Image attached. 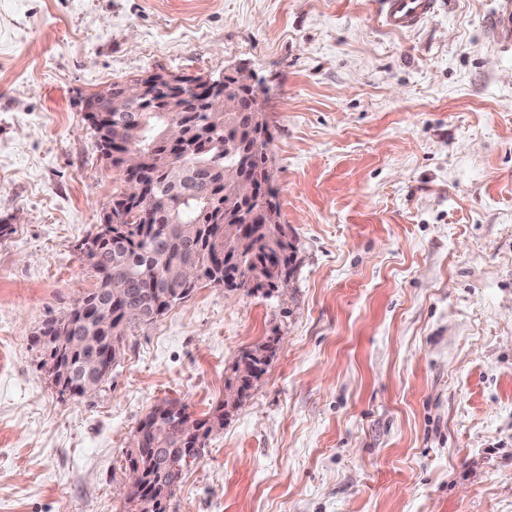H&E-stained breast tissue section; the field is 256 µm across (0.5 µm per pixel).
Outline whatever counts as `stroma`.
Here are the masks:
<instances>
[{"label":"stroma","mask_w":512,"mask_h":512,"mask_svg":"<svg viewBox=\"0 0 512 512\" xmlns=\"http://www.w3.org/2000/svg\"><path fill=\"white\" fill-rule=\"evenodd\" d=\"M497 0L411 31L377 0H0V512H125L139 421L205 419L276 355L166 512H512V46ZM157 70L258 88L280 223L271 294L202 283L60 393L32 341L96 279L120 190L88 97ZM494 34L499 42L512 43V2L503 0L495 16ZM278 349L277 339L268 338L265 342L254 346L243 352L238 361L236 362L235 372L237 378H243V386L245 388L251 387L250 380L258 378L264 373L266 366L274 357Z\"/></svg>","instance_id":"1"}]
</instances>
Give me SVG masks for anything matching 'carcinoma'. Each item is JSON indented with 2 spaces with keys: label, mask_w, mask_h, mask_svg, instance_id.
I'll return each mask as SVG.
<instances>
[{
  "label": "carcinoma",
  "mask_w": 512,
  "mask_h": 512,
  "mask_svg": "<svg viewBox=\"0 0 512 512\" xmlns=\"http://www.w3.org/2000/svg\"><path fill=\"white\" fill-rule=\"evenodd\" d=\"M132 83V79L112 83V94L104 98V106L112 109L107 135L117 149L141 160L153 189L147 196L128 198V178L119 173L123 191L112 202L123 204L124 219L112 225V235H95L96 249L82 257L94 273L96 288L40 328L42 364L49 366L55 384L78 377L91 380L96 346L107 334L112 336V361H117L128 327L157 320L191 294L192 289L184 286L187 268L203 272L206 281L216 286L250 292L276 290L296 270V249L285 225L269 220L232 192L242 176L265 170L268 161L265 115L244 111L249 96L257 94L249 79L241 74L228 77L222 102L193 95L181 102V112L166 111L164 93L147 101L123 97L120 88ZM178 122L187 125L188 143L183 146L160 137L164 127ZM242 231L251 238L252 258L238 254ZM219 253L239 264V275L211 270ZM118 296L128 297L132 310L112 319L107 332L94 328L90 316L109 311ZM61 325L75 326L88 346L68 348L43 341ZM277 349V339L270 338L240 355L235 372L244 387L264 373ZM99 385L100 381L91 380L89 390ZM187 418V406L169 402L155 430L145 435L146 444L155 441L169 448V466L155 464L146 452L127 454V466L141 467L155 491L149 499L137 490L129 493L127 512H166L164 502L174 494L183 468L200 456L195 440L175 436Z\"/></svg>",
  "instance_id": "obj_1"
}]
</instances>
